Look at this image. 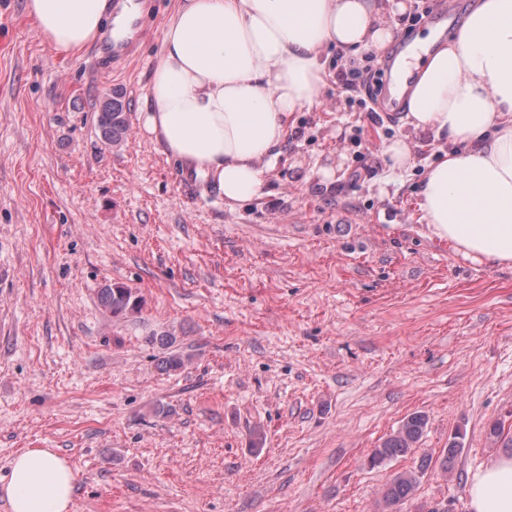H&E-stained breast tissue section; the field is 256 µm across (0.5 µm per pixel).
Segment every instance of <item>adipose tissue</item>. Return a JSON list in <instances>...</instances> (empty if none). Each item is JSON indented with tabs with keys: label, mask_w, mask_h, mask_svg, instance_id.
I'll return each instance as SVG.
<instances>
[{
	"label": "adipose tissue",
	"mask_w": 512,
	"mask_h": 512,
	"mask_svg": "<svg viewBox=\"0 0 512 512\" xmlns=\"http://www.w3.org/2000/svg\"><path fill=\"white\" fill-rule=\"evenodd\" d=\"M406 0H180L143 103L142 127L168 156L214 181L234 207L255 199L290 116L325 85V54L384 51ZM45 42L79 52L105 18L125 31L139 5L27 0ZM406 123L447 137L422 195L432 236L475 261L512 266V0H476L447 41L421 40L403 62ZM71 465L46 448L11 462L0 498L10 512H69ZM470 512H512V455L469 479Z\"/></svg>",
	"instance_id": "1"
}]
</instances>
